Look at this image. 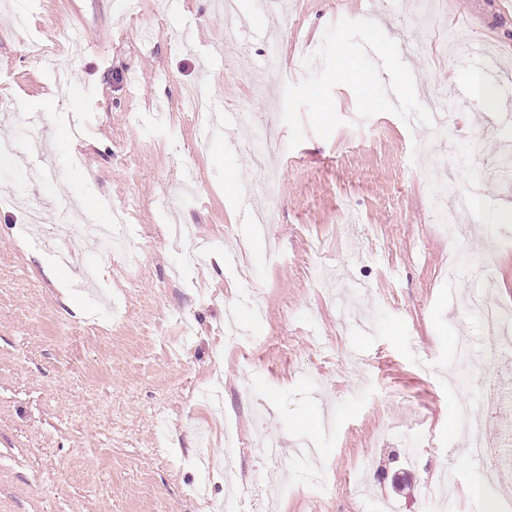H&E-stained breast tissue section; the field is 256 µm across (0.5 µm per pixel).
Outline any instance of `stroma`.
<instances>
[{"mask_svg": "<svg viewBox=\"0 0 512 512\" xmlns=\"http://www.w3.org/2000/svg\"><path fill=\"white\" fill-rule=\"evenodd\" d=\"M25 2L0 0V134H18L0 196L27 192L43 214L31 224L0 204V512H224L228 478H263L266 432L282 442L272 512H427L444 486L448 512L512 499V483L448 431L460 395L479 390L480 365L456 339L490 347L455 255L482 254L484 297L512 312V204L489 187L462 218L464 239L429 204L433 182H455L457 155L497 159L512 124L475 136L490 117L478 96L437 137L391 113L360 117L339 84L329 138L306 132L258 164L243 141L230 153L202 144L183 106L203 93L288 140L284 88L342 18L381 26L420 74V101L449 94L478 76L482 49L512 72V0H281L262 41L211 0H139L119 19L120 0H98L83 17L104 34L95 46L68 41L81 18L71 0ZM22 9L25 26H12ZM185 26L199 38L182 41ZM76 55L70 82L93 87L94 114L74 140L80 102L58 75ZM230 166L246 184L276 182L266 238L225 194ZM61 197L108 198L103 226L124 212L138 269L57 223ZM49 234L82 248L95 291ZM201 241L231 262L185 264ZM353 474L368 496L348 486Z\"/></svg>", "mask_w": 512, "mask_h": 512, "instance_id": "1", "label": "stroma"}]
</instances>
